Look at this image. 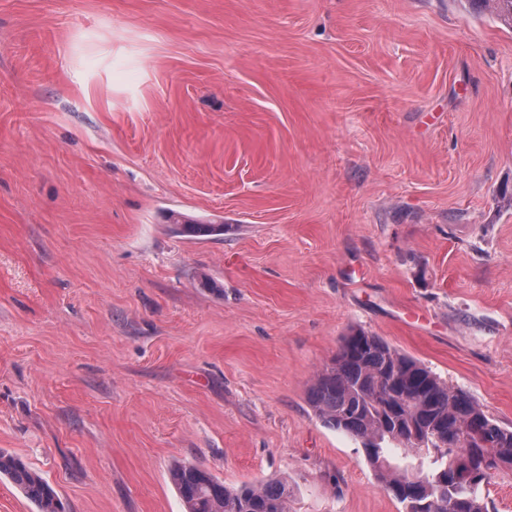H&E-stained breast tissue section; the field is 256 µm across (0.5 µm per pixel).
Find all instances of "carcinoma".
I'll list each match as a JSON object with an SVG mask.
<instances>
[{
	"mask_svg": "<svg viewBox=\"0 0 512 512\" xmlns=\"http://www.w3.org/2000/svg\"><path fill=\"white\" fill-rule=\"evenodd\" d=\"M512 28V0H469ZM178 232L200 238L222 224L183 222ZM316 377L308 403L329 428L362 443L368 462L404 512H489L484 494L491 456L512 465V429L498 425L465 392L378 336L354 331ZM417 440H411V437ZM434 453L429 469L422 453ZM39 512H64L56 491L21 458L0 452V477ZM170 479L186 512H288V483L270 479L228 487L196 465L175 464Z\"/></svg>",
	"mask_w": 512,
	"mask_h": 512,
	"instance_id": "cac0c4a2",
	"label": "carcinoma"
}]
</instances>
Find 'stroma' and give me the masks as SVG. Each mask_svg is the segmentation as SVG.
I'll return each instance as SVG.
<instances>
[{"label": "stroma", "mask_w": 512, "mask_h": 512, "mask_svg": "<svg viewBox=\"0 0 512 512\" xmlns=\"http://www.w3.org/2000/svg\"><path fill=\"white\" fill-rule=\"evenodd\" d=\"M507 185L467 0H0V451L67 512H184L177 461L402 512L308 391L361 329L512 428Z\"/></svg>", "instance_id": "stroma-1"}]
</instances>
